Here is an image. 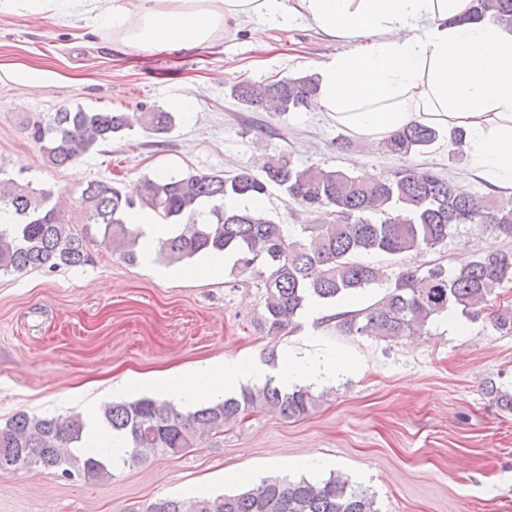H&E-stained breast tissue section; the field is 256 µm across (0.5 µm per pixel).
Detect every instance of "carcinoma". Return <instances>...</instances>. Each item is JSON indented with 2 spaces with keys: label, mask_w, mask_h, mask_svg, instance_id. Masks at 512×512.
<instances>
[{
  "label": "carcinoma",
  "mask_w": 512,
  "mask_h": 512,
  "mask_svg": "<svg viewBox=\"0 0 512 512\" xmlns=\"http://www.w3.org/2000/svg\"><path fill=\"white\" fill-rule=\"evenodd\" d=\"M472 15L512 33V0H473ZM316 76L240 81L231 96L251 110L276 114L299 112L317 93ZM125 112L76 107L57 110L46 122L35 121L31 136L52 165H67L95 146L132 128ZM146 130L162 135L175 126L171 112L143 114ZM440 131L414 125L392 134L379 145L386 153L407 159L429 149ZM271 187L309 214L316 224L300 225L288 234L263 209L229 207L227 200L258 198ZM52 192L30 183L0 179V209L14 216L0 224V272L31 269L53 272L89 261L83 239L57 207ZM80 205L92 224L101 226L103 242L130 262L138 260L141 233L131 216L148 212L177 233L158 242L156 259L171 265L197 255L223 252L234 258L231 275H255L264 292L259 325L277 335L295 323L315 299L333 302L376 284L385 294L366 308L333 315L338 330L384 341L417 336L428 323L453 309L466 317L481 315L497 287L512 284V250H491L453 269L436 264L425 271L363 260L370 254L391 258L419 254L445 243L459 224H474L512 237V196L460 195L452 183L432 170L409 165L392 176L373 181L318 163L299 165L285 155L274 156L258 176L247 170L232 174H186L143 178L134 194L103 181H91ZM497 332L512 334V305L491 312ZM485 394L501 410L512 412V390L494 384ZM321 396L308 388L284 392L267 383L238 398L213 402L187 413L153 398L112 403L102 412L112 432L123 436L129 450L123 463L140 464L157 454L177 456L200 445L205 435L218 437L226 424L256 410L286 420L308 416ZM85 421L38 418L24 412L0 426V471L32 465L62 469L89 481L112 477L113 465L92 448H83ZM143 512H379L375 495L349 480L330 474L320 482L304 477L274 478L234 495L205 493L183 500H158Z\"/></svg>",
  "instance_id": "obj_1"
}]
</instances>
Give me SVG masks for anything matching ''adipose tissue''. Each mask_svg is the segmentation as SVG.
I'll use <instances>...</instances> for the list:
<instances>
[{
  "label": "adipose tissue",
  "mask_w": 512,
  "mask_h": 512,
  "mask_svg": "<svg viewBox=\"0 0 512 512\" xmlns=\"http://www.w3.org/2000/svg\"><path fill=\"white\" fill-rule=\"evenodd\" d=\"M472 0H0V13L71 15L112 32L119 54L191 51L230 36L241 23L286 15L311 20L351 49L318 64L315 110L365 145H377L412 124L463 130L476 175L497 191L512 189V34L469 19ZM284 346L276 367L257 359L223 358L180 373L127 381L123 392L147 390L192 411L216 398L274 382L290 392L324 386L350 369L347 358ZM86 445L117 460L126 441L112 434L98 409L84 413Z\"/></svg>",
  "instance_id": "adipose-tissue-1"
}]
</instances>
